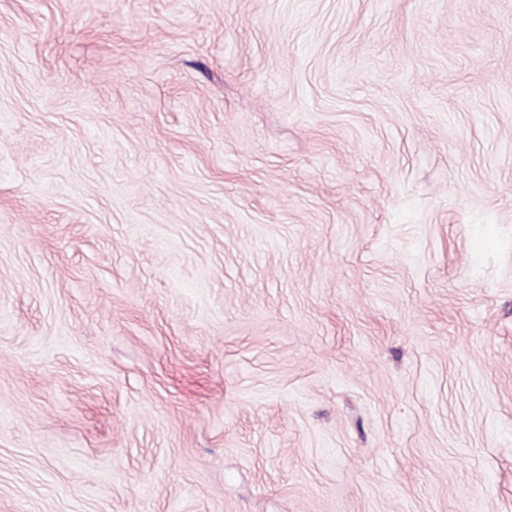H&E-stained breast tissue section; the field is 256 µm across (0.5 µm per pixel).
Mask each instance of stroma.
<instances>
[{
  "mask_svg": "<svg viewBox=\"0 0 512 512\" xmlns=\"http://www.w3.org/2000/svg\"><path fill=\"white\" fill-rule=\"evenodd\" d=\"M0 512H512V0H0Z\"/></svg>",
  "mask_w": 512,
  "mask_h": 512,
  "instance_id": "35a3bbf8",
  "label": "stroma"
}]
</instances>
